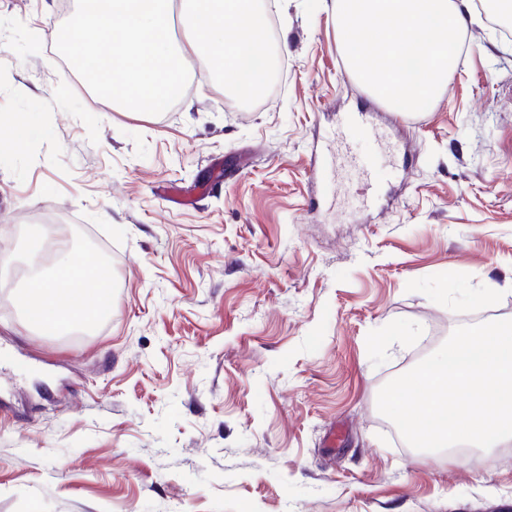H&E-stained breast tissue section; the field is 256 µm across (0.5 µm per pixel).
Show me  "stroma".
<instances>
[{
	"mask_svg": "<svg viewBox=\"0 0 512 512\" xmlns=\"http://www.w3.org/2000/svg\"><path fill=\"white\" fill-rule=\"evenodd\" d=\"M275 6L265 100L226 104L189 48L181 101L148 115L64 72L61 0H0V131L41 130L0 151V512H512V444L429 459L377 409L426 337L512 319V38L476 12L433 106L383 112L365 206L323 167L372 102L335 2ZM36 223L110 258L94 325H22L8 287Z\"/></svg>",
	"mask_w": 512,
	"mask_h": 512,
	"instance_id": "obj_1",
	"label": "stroma"
}]
</instances>
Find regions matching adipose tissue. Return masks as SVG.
<instances>
[{"instance_id":"obj_1","label":"adipose tissue","mask_w":512,"mask_h":512,"mask_svg":"<svg viewBox=\"0 0 512 512\" xmlns=\"http://www.w3.org/2000/svg\"><path fill=\"white\" fill-rule=\"evenodd\" d=\"M178 19L200 49L220 46L215 59L224 74V86L250 96L267 78L250 62L262 55L265 16L253 0H181ZM97 265L65 256L51 275L34 271L13 300L29 328L53 336L76 323H92L112 306L111 290L101 289Z\"/></svg>"}]
</instances>
